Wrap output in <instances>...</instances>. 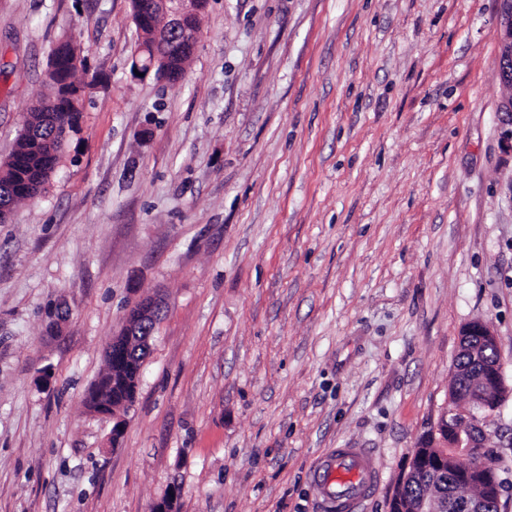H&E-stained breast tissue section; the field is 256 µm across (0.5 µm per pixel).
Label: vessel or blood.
<instances>
[{
    "label": "vessel or blood",
    "mask_w": 512,
    "mask_h": 512,
    "mask_svg": "<svg viewBox=\"0 0 512 512\" xmlns=\"http://www.w3.org/2000/svg\"><path fill=\"white\" fill-rule=\"evenodd\" d=\"M378 467L362 448H337L318 462L313 483L324 512H361L377 487Z\"/></svg>",
    "instance_id": "b4317fda"
}]
</instances>
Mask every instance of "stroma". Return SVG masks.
I'll use <instances>...</instances> for the list:
<instances>
[{
  "label": "stroma",
  "instance_id": "stroma-1",
  "mask_svg": "<svg viewBox=\"0 0 512 512\" xmlns=\"http://www.w3.org/2000/svg\"><path fill=\"white\" fill-rule=\"evenodd\" d=\"M498 0H208L182 79L130 71L129 0H0V160L78 44L100 84L0 223V512H318L372 449L389 512L489 321L512 512V145ZM160 295L120 438L85 395ZM165 305V299L158 296L141 299L128 309L123 327L118 334L123 333L125 349L130 348L134 344L141 345L144 348L150 347L152 336L141 337L137 331L138 325L152 324L156 327L161 320L163 306ZM461 336H472L476 340V336H480L478 342L465 345L464 353L470 354L474 359H477L487 349H494L499 353L497 339L489 322L482 320L470 322L462 328ZM494 350L487 351L488 362L490 363H495L498 358V354ZM378 473L364 448H335L316 464L312 479L324 510L359 512L377 487Z\"/></svg>",
  "mask_w": 512,
  "mask_h": 512
}]
</instances>
